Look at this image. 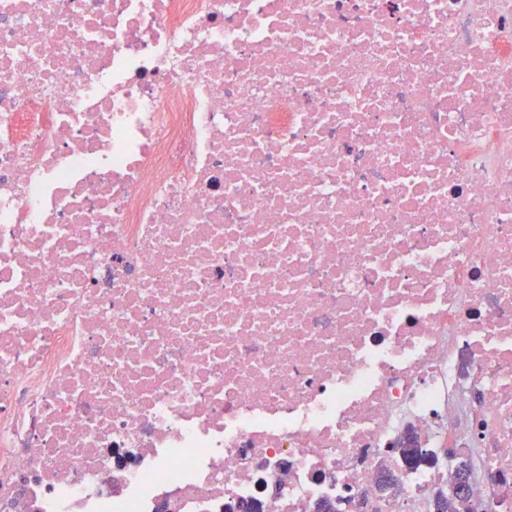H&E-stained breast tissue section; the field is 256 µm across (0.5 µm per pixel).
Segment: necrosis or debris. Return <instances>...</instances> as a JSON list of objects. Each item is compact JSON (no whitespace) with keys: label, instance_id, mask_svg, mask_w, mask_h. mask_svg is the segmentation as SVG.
Segmentation results:
<instances>
[{"label":"necrosis or debris","instance_id":"4bbe7bcc","mask_svg":"<svg viewBox=\"0 0 512 512\" xmlns=\"http://www.w3.org/2000/svg\"><path fill=\"white\" fill-rule=\"evenodd\" d=\"M408 427L512 512V0H0V512H433ZM387 447L388 452L395 454L404 466H415L425 457L429 458L434 465L440 461L437 454H431L428 448H423L424 441L415 432L408 438L406 430L403 431Z\"/></svg>","mask_w":512,"mask_h":512}]
</instances>
